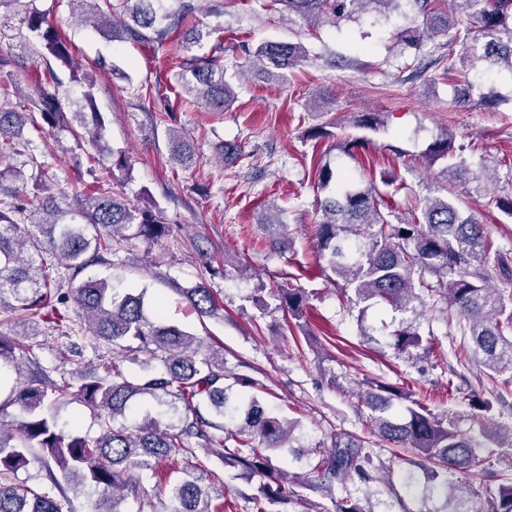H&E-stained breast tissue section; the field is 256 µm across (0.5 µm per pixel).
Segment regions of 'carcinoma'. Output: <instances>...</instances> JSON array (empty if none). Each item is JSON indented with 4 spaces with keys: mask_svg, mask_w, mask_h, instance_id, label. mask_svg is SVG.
Segmentation results:
<instances>
[{
    "mask_svg": "<svg viewBox=\"0 0 512 512\" xmlns=\"http://www.w3.org/2000/svg\"><path fill=\"white\" fill-rule=\"evenodd\" d=\"M447 2L452 10L431 6ZM34 0H0V17L16 19L37 39L40 48L57 62L78 72L68 41L61 37L53 18L31 7ZM72 18L113 41L158 45L178 42V90L167 111L182 105H199L211 112L232 106L236 93L224 76V25L196 23L181 32L185 22L202 14L224 15V0H68ZM309 27L329 25L355 15L373 13L388 17L409 4L423 15L422 25L404 27L396 39L414 48L435 34L448 36L446 74L461 85L457 104L467 107L466 91L475 87L470 73L477 65L505 72L512 78V0H272ZM212 40L209 52L194 48ZM29 51L38 49L24 44ZM310 59L301 42L266 41L248 50L247 66L283 77ZM461 67H456V64ZM53 69L36 97L0 104V160L23 156L28 143L18 140L27 125H43L55 135L70 134L92 147L104 138L105 123L96 111L93 84L88 83L74 103L61 90ZM77 106L72 124L68 109ZM357 124L379 131L381 113L363 112ZM172 157L191 161L193 149L180 131L169 128ZM426 156L443 162L444 194H421L397 173L384 181L413 199L398 216L373 183L360 188L347 174L329 166L321 169L317 188H332V195L316 201L322 215L317 224L318 260L330 271L341 298L354 294L357 303L384 304L401 315L390 336L400 356L410 357L423 343L416 321L443 303L448 322L470 337L469 357L494 374H512V305L494 277L512 279V253L495 245L476 209L462 205L452 183L468 172L466 160L456 154L452 134L429 145ZM46 168L39 164L28 174L17 166L0 170V196L12 203L0 207V309L15 315L20 325L40 314L62 320L65 299L54 290L53 265L71 271V300L92 335L112 343L117 357L133 360L149 353L159 366L135 380L120 365L91 375L81 371L69 378L50 379L42 374L23 378L17 353L22 344L0 333V360L13 363L17 384L8 404L23 418L7 424L0 420V512H71L67 488L100 492L93 512H124L130 497L143 501L153 492L165 498L166 512H224V485L208 476L205 458L220 456L224 465L238 467L263 478L252 497L253 512H278L277 506L299 497L305 476L275 467L271 453L290 441L294 423L280 418L265 404L247 394L230 395L225 385L224 348L206 345L192 333L166 322L145 301L144 292L119 288L110 280L84 277L96 265L111 263L113 243L122 240L157 244L170 231L157 204L141 207L117 197L108 184L76 195L67 206L54 194H44ZM34 192L28 193L27 187ZM274 229L271 247L281 248L286 225L265 219ZM190 306L202 317L216 315L218 304L211 288L199 282L180 288ZM282 307L292 318L304 315L309 296L303 288L278 289ZM74 398L96 410L100 435L88 440L75 431L58 428L49 412ZM183 413H178L177 403ZM139 404H151L169 416L163 421L145 414L131 427L117 424ZM369 410L367 434L336 433L331 443L308 450L312 473L331 491L357 476L371 477L368 448L384 442L393 448H410L432 464V477L446 493L454 486L448 476L482 475L496 455L495 449L512 447V429L464 430L457 420L437 415L409 393L377 384L362 396ZM202 450L204 457L197 456ZM182 457L186 466L168 483L147 490L133 472L155 471L162 459ZM40 461L53 491L35 490L15 482V474L30 460ZM492 512H512V485L489 490Z\"/></svg>",
    "mask_w": 512,
    "mask_h": 512,
    "instance_id": "carcinoma-1",
    "label": "carcinoma"
}]
</instances>
